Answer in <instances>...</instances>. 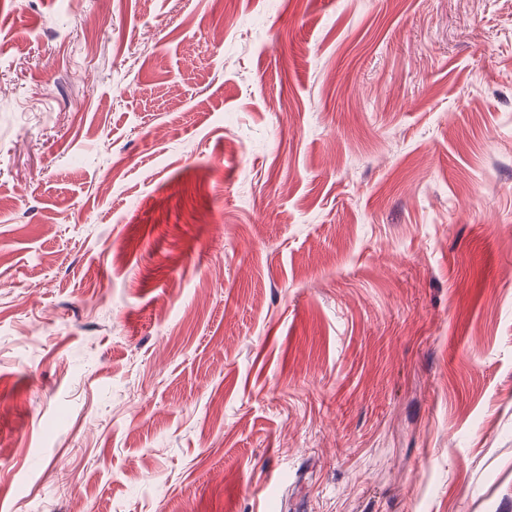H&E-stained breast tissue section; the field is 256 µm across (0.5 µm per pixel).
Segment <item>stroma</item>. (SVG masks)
I'll return each instance as SVG.
<instances>
[{
	"instance_id": "35a3bbf8",
	"label": "stroma",
	"mask_w": 512,
	"mask_h": 512,
	"mask_svg": "<svg viewBox=\"0 0 512 512\" xmlns=\"http://www.w3.org/2000/svg\"><path fill=\"white\" fill-rule=\"evenodd\" d=\"M0 199V512H512V0H0Z\"/></svg>"
}]
</instances>
